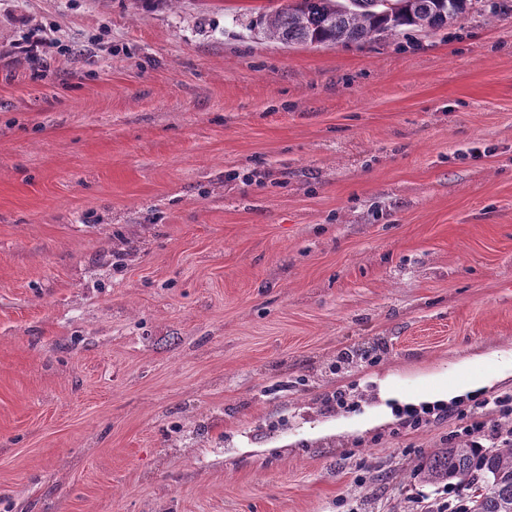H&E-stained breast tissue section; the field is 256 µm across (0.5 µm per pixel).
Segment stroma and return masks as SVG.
<instances>
[{"label": "stroma", "mask_w": 512, "mask_h": 512, "mask_svg": "<svg viewBox=\"0 0 512 512\" xmlns=\"http://www.w3.org/2000/svg\"><path fill=\"white\" fill-rule=\"evenodd\" d=\"M281 2L0 0V512L460 505L413 472L512 397L434 394L512 354V11L313 48Z\"/></svg>", "instance_id": "1"}]
</instances>
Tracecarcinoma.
<instances>
[{
    "instance_id": "carcinoma-1",
    "label": "carcinoma",
    "mask_w": 512,
    "mask_h": 512,
    "mask_svg": "<svg viewBox=\"0 0 512 512\" xmlns=\"http://www.w3.org/2000/svg\"><path fill=\"white\" fill-rule=\"evenodd\" d=\"M481 0H358L348 10L341 0H285L249 24L288 45H361L407 30L436 32L452 26ZM426 482H446L468 491L462 512H512V442L493 450L465 439L427 452L418 469Z\"/></svg>"
}]
</instances>
